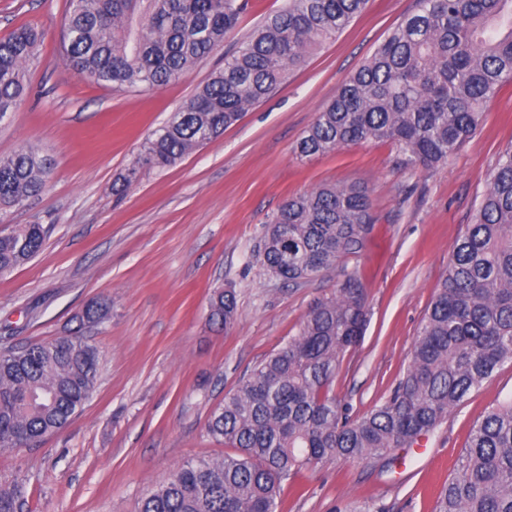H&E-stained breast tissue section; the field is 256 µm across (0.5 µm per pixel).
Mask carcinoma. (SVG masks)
<instances>
[{"instance_id": "obj_1", "label": "carcinoma", "mask_w": 512, "mask_h": 512, "mask_svg": "<svg viewBox=\"0 0 512 512\" xmlns=\"http://www.w3.org/2000/svg\"><path fill=\"white\" fill-rule=\"evenodd\" d=\"M369 0H286L236 38L250 0H68L62 26L69 69L117 91L150 89L203 64L229 40L224 67L157 129L119 178L171 167L219 138L268 99L292 68L339 36ZM41 35L21 26L0 39V122L26 96L25 67ZM512 81V0H417L318 112L297 143L302 158L367 141L390 143L407 167L448 160ZM52 170L29 147L0 157V216L39 195ZM375 222L365 187L326 185L289 196L266 225L259 259L290 285L359 253ZM48 229L0 231V274L30 261ZM106 300L88 303L77 328L50 342L0 350V455L29 448L66 426L95 389L100 354L83 335L105 323ZM366 289L349 273L315 303L297 335L270 353L215 407L207 433L220 458L179 465L134 512H277L281 482L312 465L382 460L439 427L468 395L512 363V147L499 153L471 224L419 328L408 367L382 403L355 417L333 387L346 352L362 341ZM209 320L237 321L233 290L217 288ZM21 490L0 486V512ZM434 512H512V400L477 423Z\"/></svg>"}]
</instances>
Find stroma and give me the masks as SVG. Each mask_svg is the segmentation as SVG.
Returning <instances> with one entry per match:
<instances>
[{
  "instance_id": "35a3bbf8",
  "label": "stroma",
  "mask_w": 512,
  "mask_h": 512,
  "mask_svg": "<svg viewBox=\"0 0 512 512\" xmlns=\"http://www.w3.org/2000/svg\"><path fill=\"white\" fill-rule=\"evenodd\" d=\"M414 8L415 0H371L220 138L173 167L142 170L118 194L114 183L146 139L223 66V51L166 85L116 92L66 67L67 0H0V38L24 25L44 34L26 68L27 96L0 125V156L32 145L55 162L43 192L4 218L51 231L32 260L0 276V336L18 346L49 342L87 302L112 304L110 319L85 332L100 352L89 400L66 428L0 455V486L23 487L18 512H133L184 461L223 456L206 431L211 411L353 271L369 322L334 389L355 415L389 396L498 154L512 145V84L487 104L476 134L428 171L400 166L383 142L312 159L295 147ZM329 183L366 187L375 226L360 253L284 284L257 258L266 222L288 196ZM217 287L237 295L227 331L209 322ZM510 398L507 363L418 445L395 449L391 467H308L284 481L278 512H433L473 425Z\"/></svg>"
}]
</instances>
